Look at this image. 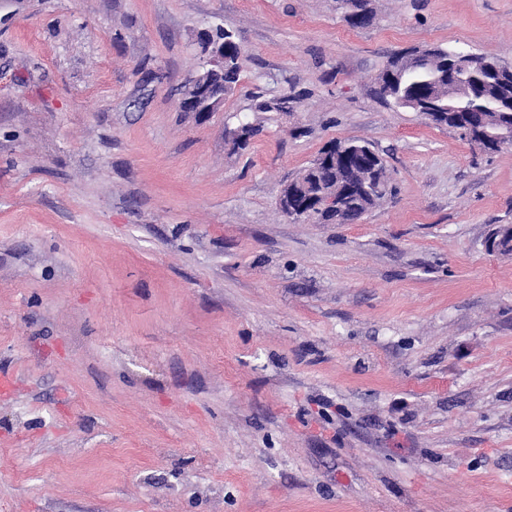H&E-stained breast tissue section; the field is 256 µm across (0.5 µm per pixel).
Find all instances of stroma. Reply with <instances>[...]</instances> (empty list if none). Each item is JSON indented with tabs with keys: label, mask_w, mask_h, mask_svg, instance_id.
<instances>
[{
	"label": "stroma",
	"mask_w": 512,
	"mask_h": 512,
	"mask_svg": "<svg viewBox=\"0 0 512 512\" xmlns=\"http://www.w3.org/2000/svg\"><path fill=\"white\" fill-rule=\"evenodd\" d=\"M372 4L0 0V512H512V146L376 83L410 49L512 66V0ZM218 25L239 84L182 111ZM352 137L395 195L289 221ZM373 174L372 177L377 182L380 180V187L382 189V193L379 194L376 198H366L363 201L359 202L358 205H355L354 198L350 199V206L348 205V216L349 219L348 224H352L356 218H361L362 213L365 211H369L376 206L381 204V199H383L386 195L392 192L393 186L389 184L390 174L388 172L387 166L383 160V158L376 152V156L372 161L371 165Z\"/></svg>",
	"instance_id": "obj_1"
}]
</instances>
